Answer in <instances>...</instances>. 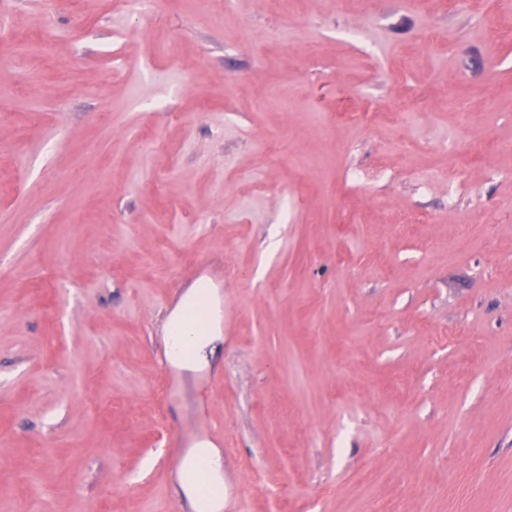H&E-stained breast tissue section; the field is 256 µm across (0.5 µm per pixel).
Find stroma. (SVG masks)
<instances>
[{
    "instance_id": "35a3bbf8",
    "label": "stroma",
    "mask_w": 512,
    "mask_h": 512,
    "mask_svg": "<svg viewBox=\"0 0 512 512\" xmlns=\"http://www.w3.org/2000/svg\"><path fill=\"white\" fill-rule=\"evenodd\" d=\"M38 11L0 34V512H189L208 421L224 512H512V13L63 0L44 56ZM201 280L207 363L162 367ZM185 459L183 469L179 470V483L183 494L188 499L193 512H198L197 506V484L200 482L202 472L197 471V466L201 462L206 468V475L211 476V482L214 487L224 493L223 464L219 450L212 445L203 443L197 445V448L189 449L183 456ZM218 491V492H219ZM217 492V493H218Z\"/></svg>"
}]
</instances>
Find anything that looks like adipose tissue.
I'll use <instances>...</instances> for the list:
<instances>
[{
  "label": "adipose tissue",
  "mask_w": 512,
  "mask_h": 512,
  "mask_svg": "<svg viewBox=\"0 0 512 512\" xmlns=\"http://www.w3.org/2000/svg\"><path fill=\"white\" fill-rule=\"evenodd\" d=\"M214 303V291L207 283H195L185 293L166 324L167 332L174 335L170 346L173 364L184 369L194 367L195 352L208 339L202 317L212 310ZM184 458V467L179 471V483L189 503L197 501V484L202 475H210L213 486L223 488V464L218 449L204 443L189 449Z\"/></svg>",
  "instance_id": "obj_1"
}]
</instances>
